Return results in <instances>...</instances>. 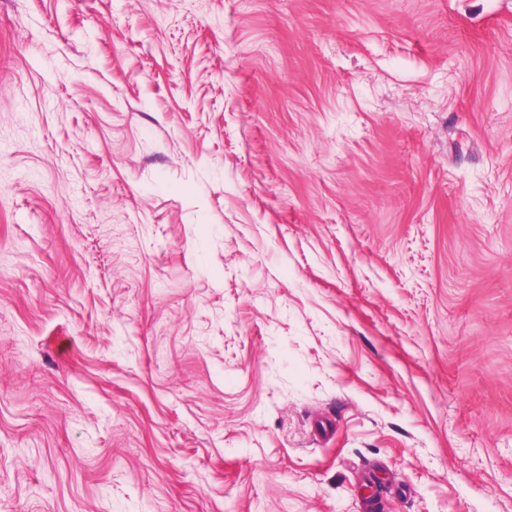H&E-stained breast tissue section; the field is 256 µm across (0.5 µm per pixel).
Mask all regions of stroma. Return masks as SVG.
I'll return each mask as SVG.
<instances>
[{
    "instance_id": "obj_1",
    "label": "stroma",
    "mask_w": 512,
    "mask_h": 512,
    "mask_svg": "<svg viewBox=\"0 0 512 512\" xmlns=\"http://www.w3.org/2000/svg\"><path fill=\"white\" fill-rule=\"evenodd\" d=\"M368 483L512 512V0H0V512Z\"/></svg>"
}]
</instances>
